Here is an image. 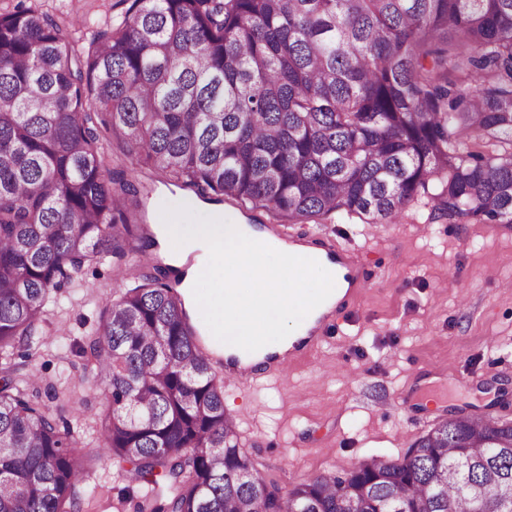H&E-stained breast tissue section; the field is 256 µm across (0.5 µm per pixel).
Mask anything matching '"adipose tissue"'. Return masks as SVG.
<instances>
[{
    "label": "adipose tissue",
    "instance_id": "obj_1",
    "mask_svg": "<svg viewBox=\"0 0 512 512\" xmlns=\"http://www.w3.org/2000/svg\"><path fill=\"white\" fill-rule=\"evenodd\" d=\"M207 210L206 223L183 237L178 251L164 254L167 265L183 272L188 308L209 311L207 333L219 337L218 355L240 354L242 365L252 368L267 354H287L335 300V273L313 248L226 220L222 205Z\"/></svg>",
    "mask_w": 512,
    "mask_h": 512
}]
</instances>
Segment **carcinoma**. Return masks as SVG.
Instances as JSON below:
<instances>
[{
	"instance_id": "obj_1",
	"label": "carcinoma",
	"mask_w": 512,
	"mask_h": 512,
	"mask_svg": "<svg viewBox=\"0 0 512 512\" xmlns=\"http://www.w3.org/2000/svg\"><path fill=\"white\" fill-rule=\"evenodd\" d=\"M138 166L291 224H393L422 202L430 224L510 225L512 0H133L88 40L41 0L0 12V512H79L74 427L11 352L82 267L145 239L125 212ZM82 351L136 512H512V423L476 417L282 494L160 265Z\"/></svg>"
}]
</instances>
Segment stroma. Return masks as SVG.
<instances>
[{
  "label": "stroma",
  "instance_id": "stroma-1",
  "mask_svg": "<svg viewBox=\"0 0 512 512\" xmlns=\"http://www.w3.org/2000/svg\"><path fill=\"white\" fill-rule=\"evenodd\" d=\"M131 4L46 0L84 33ZM426 216L416 206L399 224L296 225L354 249L371 281L317 347L289 360L287 377L224 389L241 448L282 490L374 449L401 458L440 417L512 421V225L430 224ZM118 264L85 265L78 287L60 292L45 343L30 348L25 368L80 437L90 466L79 491L84 512H130L140 494L116 477L95 422L101 400L81 382L84 334L124 288Z\"/></svg>",
  "mask_w": 512,
  "mask_h": 512
}]
</instances>
